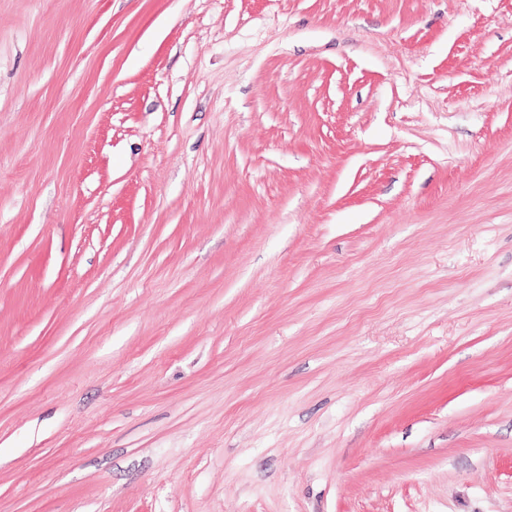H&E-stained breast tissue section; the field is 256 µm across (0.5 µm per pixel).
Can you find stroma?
<instances>
[{
    "mask_svg": "<svg viewBox=\"0 0 512 512\" xmlns=\"http://www.w3.org/2000/svg\"><path fill=\"white\" fill-rule=\"evenodd\" d=\"M0 512H512V0H0Z\"/></svg>",
    "mask_w": 512,
    "mask_h": 512,
    "instance_id": "35a3bbf8",
    "label": "stroma"
}]
</instances>
